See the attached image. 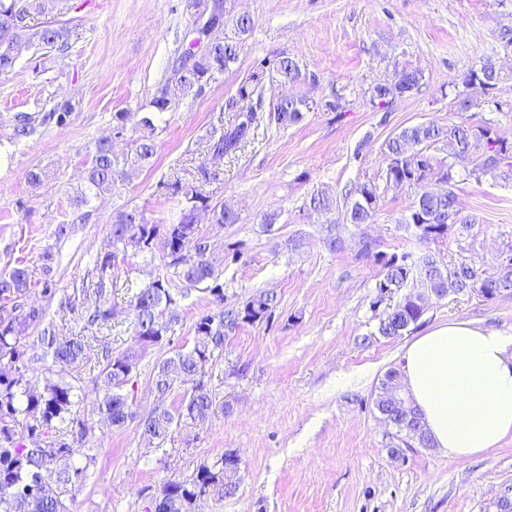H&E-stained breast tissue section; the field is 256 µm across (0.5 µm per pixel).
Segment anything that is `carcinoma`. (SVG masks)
<instances>
[{
    "label": "carcinoma",
    "instance_id": "cac0c4a2",
    "mask_svg": "<svg viewBox=\"0 0 512 512\" xmlns=\"http://www.w3.org/2000/svg\"><path fill=\"white\" fill-rule=\"evenodd\" d=\"M193 8H204L217 21L213 28L208 50L198 53V40L190 41L175 59L173 73L158 89L140 119L139 127L126 139L128 152L118 160L112 149V140L95 143L92 158L86 168L88 189L95 193L112 190L115 183L127 176L126 166L143 167L150 164L155 154L156 118L171 110L180 100L197 96L216 76L232 69L243 49L246 36L252 31L253 19L245 14L230 16L227 0H199ZM39 0H0V75L14 70L16 49L20 42L37 41L50 50H65L66 29L47 23L33 31L27 20L40 12ZM234 27V36L226 34L227 24ZM275 72L283 83L294 84L302 80L299 64L288 56L275 63ZM423 79L416 68H401V79L395 85L375 84L370 90V101L388 105L397 99L411 96L419 89ZM501 71H492V81L484 82L483 75L469 70L456 90L461 110L481 105H493L502 111V105L492 96V90L501 81ZM265 75L252 72L237 89L226 107L236 112L234 122L223 131L206 135V151L211 155L230 156L245 143L263 111L262 88ZM307 96L295 100L278 101L270 106L276 124L288 127L301 122ZM13 135L28 136L35 131V116L17 112L12 116ZM441 145L447 157L439 159L429 149ZM389 158L386 187L414 191V200L403 218L406 228L413 230L424 244H434L449 230L459 236H468L476 220L461 213L455 188L461 179L477 181L512 179V143L497 136L486 124H472L465 120L446 126L417 123L403 128L385 144ZM468 151L473 157L472 167L461 176L454 170V159ZM214 175L206 164L197 167L195 184L188 185L176 178L166 188L174 196L183 197L177 223L166 228L150 222L137 208L116 210L109 227L111 250L95 261L92 274L95 281L82 289L78 301L64 295L58 307L73 312L81 306L78 320L80 333L65 339L56 336L52 324L46 322V309L26 306L31 288L28 270L18 262L8 271L0 272V512H70L68 501L83 487L87 473L96 465V457L82 451L93 436L94 426L81 418V407L88 393L81 378L74 374L90 358L91 345L85 332L111 326L112 269L118 259L143 257L155 259L161 255L162 273L137 289L131 297V332L135 343L142 348L173 344L176 326L180 323L172 284L178 282L185 289H201L209 293L218 304L212 313L201 315L194 323L192 340L172 349V355L155 365V390L162 396L175 386L184 388L179 405L174 410L162 409L153 413L142 424L148 441L160 449L172 428L183 420L195 421L209 415L211 399L199 377L206 366L224 352V341L244 324L255 325L268 321L278 306L277 295L264 291L251 295L241 307L224 308V283L216 259L207 250L206 238L201 236L195 222L199 210L213 212V223L235 224L238 216L223 204H214L203 190ZM436 178L446 185L445 194H424V181ZM381 193L373 183H361L354 189L352 201L346 205V223H369L379 207ZM337 201L323 191L311 194L308 209L328 213ZM361 252L380 264L382 271L377 289L387 288L388 295H397V302L380 319L377 331L386 338L408 332L421 319L426 306L418 303L421 295L430 292L443 299L450 294L466 295L477 292L493 299L505 291H512V268L497 264L489 274L466 263L444 262L428 251L415 256L411 251L387 254L376 250V244L365 241ZM46 279L42 293L52 300L56 289L48 279L53 271L54 255L46 249L40 253ZM38 331V342L28 344L29 331ZM51 360L45 367L46 376L41 390L32 388L26 371L33 363ZM105 364L98 374L104 395L97 407L104 423L120 428L133 418L132 403L126 389L133 382L132 370L136 358L130 354L103 357ZM400 373L388 371L382 379L373 405L381 418L392 425L403 445L415 440L422 448L431 447L430 438L417 409L410 402L393 406L389 397ZM27 432V440L16 438L17 428ZM80 455L82 466H59L60 459ZM239 460L226 452L215 463L200 465L186 480H168L157 489L161 502L157 512H196L195 501L200 491L218 496H230L236 490L235 477Z\"/></svg>",
    "mask_w": 512,
    "mask_h": 512
}]
</instances>
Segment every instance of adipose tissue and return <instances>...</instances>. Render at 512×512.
<instances>
[{"mask_svg": "<svg viewBox=\"0 0 512 512\" xmlns=\"http://www.w3.org/2000/svg\"><path fill=\"white\" fill-rule=\"evenodd\" d=\"M402 370L405 392L443 456L471 458L512 436V336L454 321L407 344Z\"/></svg>", "mask_w": 512, "mask_h": 512, "instance_id": "obj_1", "label": "adipose tissue"}]
</instances>
